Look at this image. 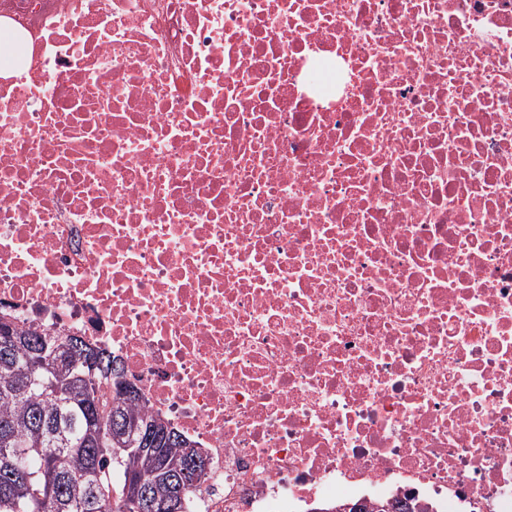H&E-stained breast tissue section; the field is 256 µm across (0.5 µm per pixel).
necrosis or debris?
I'll return each instance as SVG.
<instances>
[{"mask_svg": "<svg viewBox=\"0 0 512 512\" xmlns=\"http://www.w3.org/2000/svg\"><path fill=\"white\" fill-rule=\"evenodd\" d=\"M0 314L120 362L188 512H512V0H0ZM358 502H363L365 507L360 512H399V511H410V512H428L431 511L429 506L426 505L425 508H418V503L411 502L410 499L404 498V500L396 498V499H377V501H367V500H358V501H350L346 503L340 504L341 506H346L348 504H356Z\"/></svg>", "mask_w": 512, "mask_h": 512, "instance_id": "4bbe7bcc", "label": "necrosis or debris"}]
</instances>
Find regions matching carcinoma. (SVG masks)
I'll list each match as a JSON object with an SVG mask.
<instances>
[{"label":"carcinoma","mask_w":512,"mask_h":512,"mask_svg":"<svg viewBox=\"0 0 512 512\" xmlns=\"http://www.w3.org/2000/svg\"><path fill=\"white\" fill-rule=\"evenodd\" d=\"M96 362L90 370L89 358ZM122 367L78 336H50L0 322V512H138L133 483L157 503L189 498L193 474H182L183 437L142 396L123 397ZM127 438L116 444L113 405ZM156 429L142 452L141 428ZM362 512H429L417 503L379 499Z\"/></svg>","instance_id":"carcinoma-1"}]
</instances>
